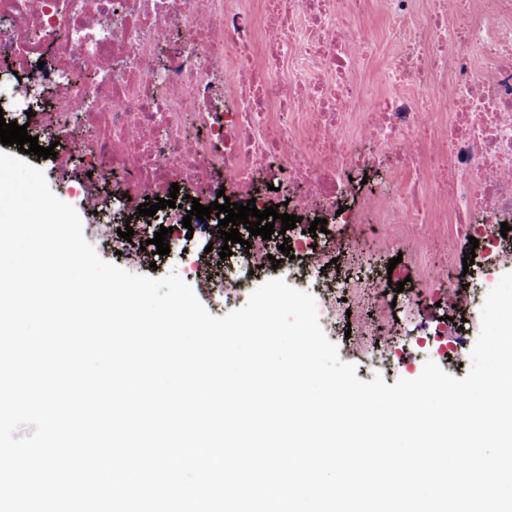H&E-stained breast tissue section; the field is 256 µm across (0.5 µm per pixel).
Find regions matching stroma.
<instances>
[{
    "label": "stroma",
    "instance_id": "1",
    "mask_svg": "<svg viewBox=\"0 0 512 512\" xmlns=\"http://www.w3.org/2000/svg\"><path fill=\"white\" fill-rule=\"evenodd\" d=\"M91 245L101 259L128 272L155 279L164 278L172 273L179 275L190 288H193L203 307L208 310L212 309L213 303L207 290L199 287L196 276L189 274L187 269L188 261L203 253L204 239L194 236L171 246L169 254L160 256L157 266L153 268L138 265L127 256L113 254L111 248L99 239H92ZM433 256L437 259H449L455 270L462 273L464 252L457 249L455 244L451 243L439 248L434 251ZM461 281L462 288L458 289L453 296L443 297L438 309L435 310L414 305L412 288H404L402 293L395 296V319L384 326L381 345L375 346L367 343L359 348L353 347L350 340L345 337L348 322L347 316L343 314L346 307L345 289H329L330 298L336 299L337 307L341 309L342 314L337 324L328 330L327 337L335 344L340 359L353 364L356 368L357 378L363 381H371L374 376L378 375L384 379L387 385L391 386L401 379H414L421 374L425 362L429 360L437 363L447 374L458 379L464 378L466 372L462 367L437 355V348L443 344L442 337H429L426 346L421 347L416 342L414 331L418 322L429 319L433 314L438 313L448 315L457 322L466 321L470 340H477L481 330V319L469 311L471 292L468 283L470 278L462 273Z\"/></svg>",
    "mask_w": 512,
    "mask_h": 512
}]
</instances>
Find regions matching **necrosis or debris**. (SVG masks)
Masks as SVG:
<instances>
[{"label":"necrosis or debris","mask_w":512,"mask_h":512,"mask_svg":"<svg viewBox=\"0 0 512 512\" xmlns=\"http://www.w3.org/2000/svg\"><path fill=\"white\" fill-rule=\"evenodd\" d=\"M388 40L400 52L375 80L374 54L358 15L342 0H0V58L25 69L0 116L39 142L68 136L90 164L75 179L87 212L111 189L116 211L138 226L127 250L156 261L148 239L184 233L193 203L218 192L298 216L287 241L288 276L304 288L335 283L337 253L354 260L382 250L427 253L451 236L483 240L480 268L512 256V0H384ZM74 71L94 74L77 86ZM384 170L391 188L347 205L353 170ZM178 184L184 194L163 223L137 213ZM287 187V200L277 190ZM327 219L316 241L308 228ZM212 250L204 285L216 302L239 282L225 266L268 264L272 241L251 237L220 257L219 219L197 222ZM352 308L356 335L388 306V277L363 279Z\"/></svg>","instance_id":"obj_1"}]
</instances>
